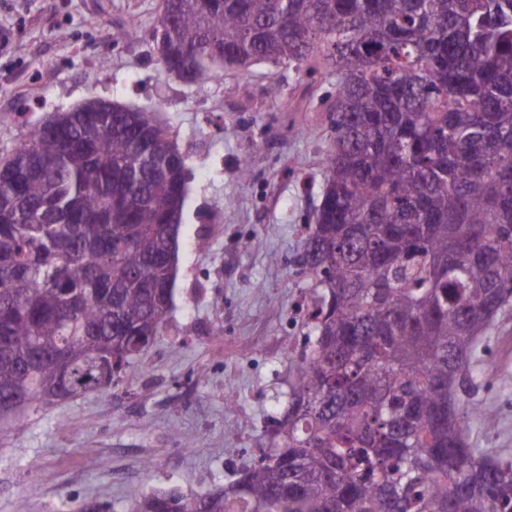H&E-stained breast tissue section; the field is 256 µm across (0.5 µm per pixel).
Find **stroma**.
I'll return each instance as SVG.
<instances>
[{"instance_id": "stroma-1", "label": "stroma", "mask_w": 512, "mask_h": 512, "mask_svg": "<svg viewBox=\"0 0 512 512\" xmlns=\"http://www.w3.org/2000/svg\"><path fill=\"white\" fill-rule=\"evenodd\" d=\"M160 15L161 0H0V157L53 113L104 99L154 111L189 169L161 335L108 397L59 400L0 432V512L21 500L27 512H72L88 498L126 512L138 494L227 485L288 403L311 282L305 224L333 141L321 98L335 78L257 62L184 83L158 62ZM131 25L134 40L101 35ZM484 347L495 369L476 370V397L497 419L470 440L512 454V313Z\"/></svg>"}]
</instances>
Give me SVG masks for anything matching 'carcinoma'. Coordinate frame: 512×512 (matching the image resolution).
Here are the masks:
<instances>
[{
  "instance_id": "obj_1",
  "label": "carcinoma",
  "mask_w": 512,
  "mask_h": 512,
  "mask_svg": "<svg viewBox=\"0 0 512 512\" xmlns=\"http://www.w3.org/2000/svg\"><path fill=\"white\" fill-rule=\"evenodd\" d=\"M173 27L159 62L187 82L223 75L216 49L336 75L334 145L279 429L223 489L129 512H512V455L469 441L512 307V0H191ZM85 108L0 159V429L108 397L171 310L185 157L148 112Z\"/></svg>"
}]
</instances>
